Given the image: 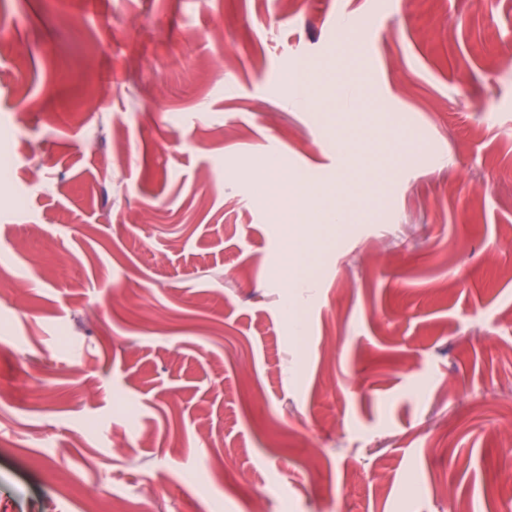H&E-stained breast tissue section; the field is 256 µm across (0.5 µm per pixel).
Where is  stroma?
<instances>
[{"instance_id":"obj_1","label":"stroma","mask_w":512,"mask_h":512,"mask_svg":"<svg viewBox=\"0 0 512 512\" xmlns=\"http://www.w3.org/2000/svg\"><path fill=\"white\" fill-rule=\"evenodd\" d=\"M0 166V512H512V0H0ZM264 172V186L266 191H272L274 198L280 206L281 196L286 189L288 193V211L283 212V224H300L302 216L295 209L290 208V202L299 195L307 192V187L299 182L292 181L287 185L280 172V165L276 160L269 159L262 165ZM277 189V190H276ZM96 508L85 509L84 512H150L146 499H130L113 493H107L96 498Z\"/></svg>"}]
</instances>
